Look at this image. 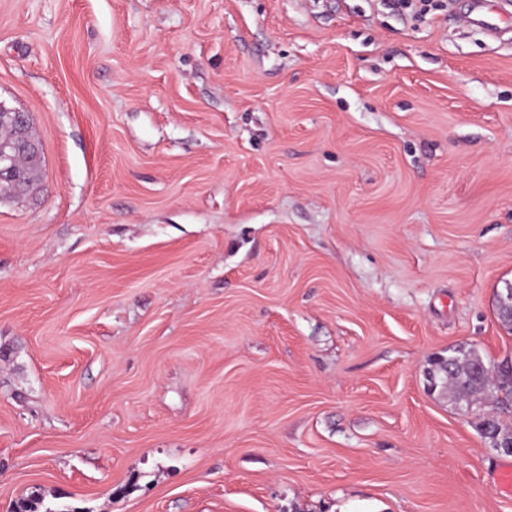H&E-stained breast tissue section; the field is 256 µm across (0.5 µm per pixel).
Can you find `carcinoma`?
<instances>
[{
  "instance_id": "1",
  "label": "carcinoma",
  "mask_w": 512,
  "mask_h": 512,
  "mask_svg": "<svg viewBox=\"0 0 512 512\" xmlns=\"http://www.w3.org/2000/svg\"><path fill=\"white\" fill-rule=\"evenodd\" d=\"M10 109L0 105V143L10 142L17 130L9 119ZM16 166L22 171L24 179L30 188H35L39 180L42 163L27 160L16 161ZM512 307V284L507 286L498 296L497 313L502 323L512 332V320L508 319L505 311ZM497 370L496 376L488 379L483 369ZM430 378L441 380V387L448 390L450 396L461 406L470 411L478 401L494 398L497 402H512V368L503 361L497 365H489L484 361L478 349L460 347L444 359V365H436L430 371ZM483 424L490 435L499 438L512 437V426L492 417L483 419Z\"/></svg>"
}]
</instances>
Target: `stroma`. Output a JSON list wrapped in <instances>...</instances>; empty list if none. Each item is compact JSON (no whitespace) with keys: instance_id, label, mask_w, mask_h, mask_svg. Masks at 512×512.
Returning a JSON list of instances; mask_svg holds the SVG:
<instances>
[{"instance_id":"35a3bbf8","label":"stroma","mask_w":512,"mask_h":512,"mask_svg":"<svg viewBox=\"0 0 512 512\" xmlns=\"http://www.w3.org/2000/svg\"><path fill=\"white\" fill-rule=\"evenodd\" d=\"M0 512H512L430 386L512 357V42L471 0H0ZM0 105V143L7 144L15 135L17 130L13 124L19 129V134L15 138L11 147L20 155L34 154L36 159H41L42 152L39 142L32 136H27L23 131L29 126V119L25 112L12 111ZM9 116L13 122L11 123Z\"/></svg>"}]
</instances>
